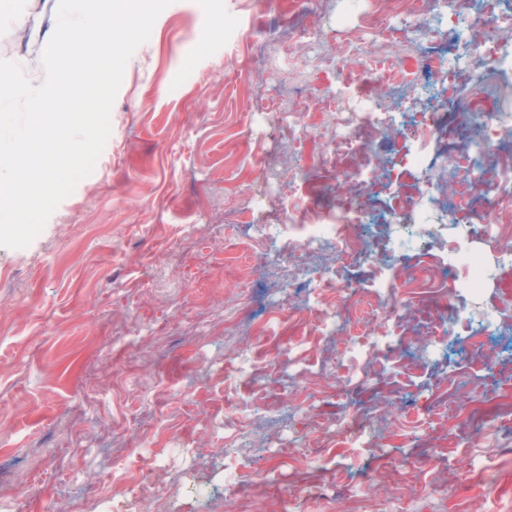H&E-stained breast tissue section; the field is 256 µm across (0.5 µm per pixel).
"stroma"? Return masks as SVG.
<instances>
[{
    "mask_svg": "<svg viewBox=\"0 0 512 512\" xmlns=\"http://www.w3.org/2000/svg\"><path fill=\"white\" fill-rule=\"evenodd\" d=\"M59 0H0V59L45 79L42 53ZM385 16L384 37L373 21ZM306 33L274 54L258 45L288 21ZM456 24L478 46L472 15L408 18L388 0H172L127 63L111 133L83 178L25 248L0 247V504L9 512H512V332L486 364L430 348L435 306L395 302L413 373L379 396L367 360L344 354L350 316L369 306L366 273L398 277L441 254L388 247L351 261L352 290L333 335L274 319L300 307L283 240L288 197L311 185L314 218L338 204L394 221L459 223L453 148L411 128L444 100L425 80L427 57L458 62L444 36ZM370 72L348 87L343 79ZM465 111L512 113V76L468 71ZM381 109L405 125L388 145L374 134L370 168L334 152L335 112ZM307 127L284 135L282 115ZM431 160L429 176L403 149ZM430 194L417 200L423 180ZM248 349L265 371L238 366ZM372 405L367 446L348 444L357 407ZM249 474L243 487L230 474ZM446 485L443 493L435 485Z\"/></svg>",
    "mask_w": 512,
    "mask_h": 512,
    "instance_id": "35a3bbf8",
    "label": "stroma"
}]
</instances>
